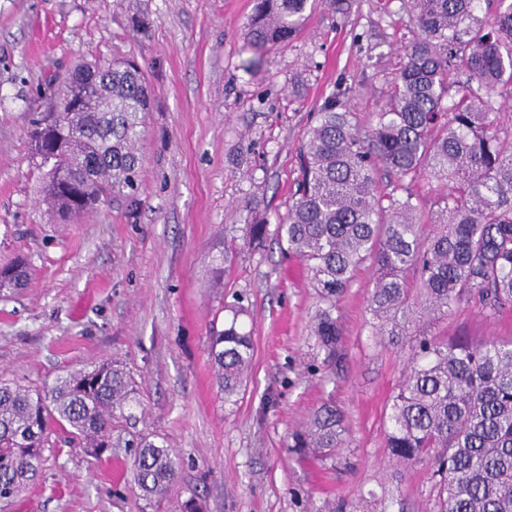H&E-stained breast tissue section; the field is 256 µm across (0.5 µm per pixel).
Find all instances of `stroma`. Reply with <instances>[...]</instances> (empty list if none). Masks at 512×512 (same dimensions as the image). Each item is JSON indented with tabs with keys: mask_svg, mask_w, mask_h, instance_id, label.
I'll return each instance as SVG.
<instances>
[{
	"mask_svg": "<svg viewBox=\"0 0 512 512\" xmlns=\"http://www.w3.org/2000/svg\"><path fill=\"white\" fill-rule=\"evenodd\" d=\"M314 0L260 71L245 35L254 0H0V266L25 259L26 286L0 292V377L43 388L118 365L139 402L114 437L148 434L176 453L181 479L157 502L128 484L124 449L102 458L52 437L40 481L0 512H179L185 487L205 512H310L373 490L391 512H428L427 468L387 462L388 403L409 348L375 337L366 263L340 298L345 356L312 366L318 306L305 264L275 239L241 247L242 227L277 224L293 200L299 146L337 92L370 123L411 38L392 0ZM135 60L152 92L138 191L68 223L41 200L27 135L50 79L84 61ZM232 258H225V249ZM245 309L254 356L236 405L214 381L210 336ZM437 336L512 339V309L461 303ZM332 401L346 417L334 458L297 461L288 437Z\"/></svg>",
	"mask_w": 512,
	"mask_h": 512,
	"instance_id": "obj_1",
	"label": "stroma"
}]
</instances>
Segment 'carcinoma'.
I'll return each mask as SVG.
<instances>
[{"label":"carcinoma","instance_id":"obj_1","mask_svg":"<svg viewBox=\"0 0 512 512\" xmlns=\"http://www.w3.org/2000/svg\"><path fill=\"white\" fill-rule=\"evenodd\" d=\"M309 0H256L248 23L255 56L293 39ZM483 24L480 0H402L413 38L390 79L386 103L370 125L336 93L325 98L305 131L300 176L286 216L269 230L248 224L243 244L269 236L302 259L319 297L312 317L314 357L342 359L337 300L357 269L377 267L368 309L376 336L410 347L411 357L388 405L390 461L430 467L428 512H512V340L473 345L420 330L472 301L493 317L512 306V130L500 127L496 98L512 97V2ZM46 112L33 118L31 139L43 171L42 193L61 220L138 188V151L150 92L138 65L76 67ZM461 95L446 103L450 85ZM390 190H377L380 171ZM437 184L432 230L413 203L421 173ZM415 279L413 288L410 279ZM28 279L25 262L0 267V290ZM211 337L210 356L224 403L233 405L251 370L254 345L238 324L244 309ZM136 401L127 375L110 363L78 370L39 391L0 379V498L16 499L40 476L49 436L99 456L114 448L112 420ZM346 443L343 412L315 409L289 447L331 459ZM130 482L147 501L180 480L177 456L147 436L125 442ZM312 512H388L386 505L326 503Z\"/></svg>","mask_w":512,"mask_h":512}]
</instances>
